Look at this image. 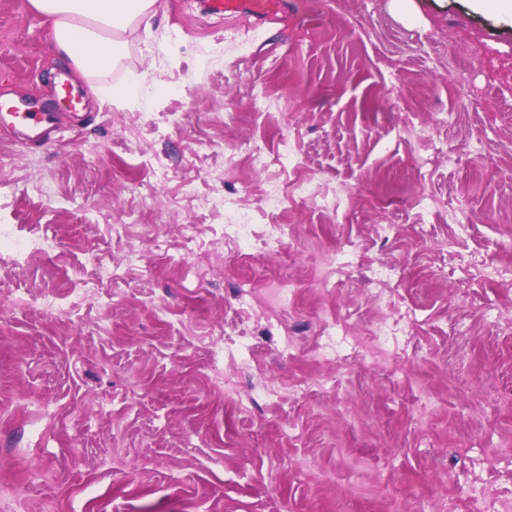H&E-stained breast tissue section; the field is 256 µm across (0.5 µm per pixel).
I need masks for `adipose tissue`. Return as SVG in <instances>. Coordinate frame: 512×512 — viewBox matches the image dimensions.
Instances as JSON below:
<instances>
[{
    "label": "adipose tissue",
    "instance_id": "adipose-tissue-1",
    "mask_svg": "<svg viewBox=\"0 0 512 512\" xmlns=\"http://www.w3.org/2000/svg\"><path fill=\"white\" fill-rule=\"evenodd\" d=\"M157 0H29L52 25L55 54L83 76L111 66L124 34L154 15Z\"/></svg>",
    "mask_w": 512,
    "mask_h": 512
}]
</instances>
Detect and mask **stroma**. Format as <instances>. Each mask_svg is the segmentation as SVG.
<instances>
[{"label": "stroma", "mask_w": 512, "mask_h": 512, "mask_svg": "<svg viewBox=\"0 0 512 512\" xmlns=\"http://www.w3.org/2000/svg\"><path fill=\"white\" fill-rule=\"evenodd\" d=\"M289 2L158 0L78 77L0 0L10 99L82 91L53 141L0 135V512H512V16ZM228 196L284 246L238 252ZM329 322L356 345L324 361ZM215 14L242 15L258 20L265 19L288 9L286 0H210Z\"/></svg>", "instance_id": "obj_1"}]
</instances>
